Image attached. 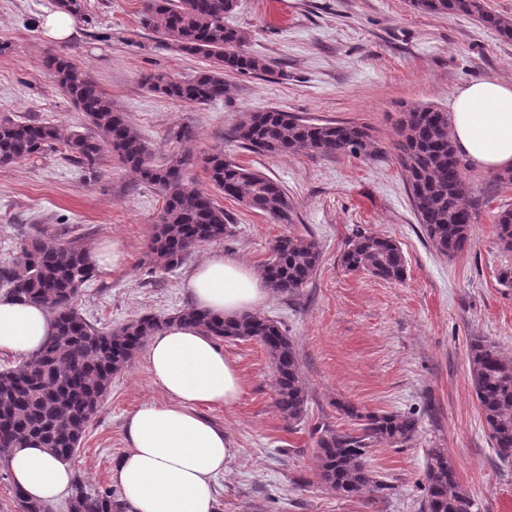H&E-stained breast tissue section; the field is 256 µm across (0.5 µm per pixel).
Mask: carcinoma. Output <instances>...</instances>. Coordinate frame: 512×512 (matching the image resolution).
Masks as SVG:
<instances>
[{"instance_id":"carcinoma-1","label":"carcinoma","mask_w":512,"mask_h":512,"mask_svg":"<svg viewBox=\"0 0 512 512\" xmlns=\"http://www.w3.org/2000/svg\"><path fill=\"white\" fill-rule=\"evenodd\" d=\"M410 6L432 15H467L512 40V18L485 9L481 0H409ZM236 0H146L140 23L164 36L176 51L208 61L189 79L150 76L146 85L171 99L205 105L224 97L225 71L258 73L267 61L246 50L244 30L224 24ZM50 77L85 114L96 135L73 133L61 139L48 122H0V164L43 156L63 142L69 159L92 167L110 149L127 169L163 195L160 224L147 251L154 270H173L184 264L191 250L218 242L228 233L229 215L208 192L185 179L190 158L176 155L164 165L153 161L150 143L127 120L94 78L64 55L45 60ZM448 112L418 106L398 120L397 158L408 173L409 190L418 223L433 247L446 256L468 245L481 200L464 176L465 163L448 135ZM246 148L268 155L310 151L322 155H368V128L354 123H312L290 112L269 109L244 116L233 130ZM210 184L250 210L288 223L291 212L281 185L215 153L206 160ZM499 247L512 253V208L495 215ZM349 270H365L387 281L405 275L404 257L397 243L384 236L361 234L350 240L342 256ZM320 262L312 239L284 236L271 248L261 276L277 296H294L309 282ZM97 276L88 249L77 239L32 237L19 246L18 256L0 269L6 294L43 305L54 320V331L41 348L19 366L0 369V462L13 448L31 439L41 441L56 458L69 461L80 449L91 418L106 399L115 374L125 370L150 336L169 324H188L214 341L255 340L273 363L276 405L290 420L305 414L307 391L300 376L292 339L281 325L260 315L226 320L189 306L175 316L142 315L123 326L103 331L75 306L80 290ZM468 382L489 430L493 448L503 462H512V359L502 357L483 339L471 340ZM359 421L352 431L318 430L316 455L325 487L340 497H358L380 488L368 466L375 445L403 447L418 433L413 413H362L344 406ZM426 512H480L475 497L456 477L442 448H431L426 464ZM15 498L20 512H52V505L33 500L19 487ZM68 512H126L111 488L92 490L74 480Z\"/></svg>"}]
</instances>
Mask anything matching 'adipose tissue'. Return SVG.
Instances as JSON below:
<instances>
[{
	"instance_id": "ef3b65f1",
	"label": "adipose tissue",
	"mask_w": 512,
	"mask_h": 512,
	"mask_svg": "<svg viewBox=\"0 0 512 512\" xmlns=\"http://www.w3.org/2000/svg\"><path fill=\"white\" fill-rule=\"evenodd\" d=\"M450 108L449 135L470 165L512 169V81L472 80L455 90ZM186 288L195 306L228 319L256 312L269 295L255 270L218 252L193 268ZM53 329L46 307L0 295V354L27 359ZM147 360L168 400L142 404L126 420L128 448L112 470L126 512H213L215 481L233 450L197 409L236 404L241 372L211 337L183 324L151 336ZM6 466L16 486L45 503L73 483L70 464L34 443L14 448Z\"/></svg>"
}]
</instances>
